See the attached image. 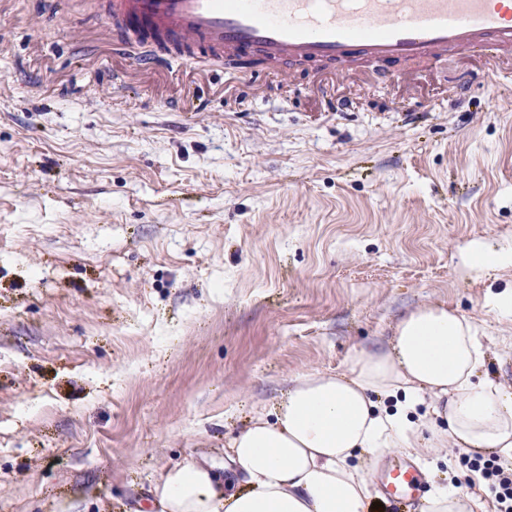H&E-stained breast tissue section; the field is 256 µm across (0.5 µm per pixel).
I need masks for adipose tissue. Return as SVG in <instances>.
I'll list each match as a JSON object with an SVG mask.
<instances>
[{
  "label": "adipose tissue",
  "mask_w": 512,
  "mask_h": 512,
  "mask_svg": "<svg viewBox=\"0 0 512 512\" xmlns=\"http://www.w3.org/2000/svg\"><path fill=\"white\" fill-rule=\"evenodd\" d=\"M488 348L463 315L428 305L388 349L354 350L342 372L296 377L271 412L224 445L226 477L190 463L155 487V512H366L357 460L393 450L497 453L512 469V385L487 373ZM427 512H488L469 486L436 487Z\"/></svg>",
  "instance_id": "ef3b65f1"
}]
</instances>
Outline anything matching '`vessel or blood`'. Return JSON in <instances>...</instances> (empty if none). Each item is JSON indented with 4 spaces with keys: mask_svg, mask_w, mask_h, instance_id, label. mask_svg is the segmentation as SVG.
Segmentation results:
<instances>
[{
    "mask_svg": "<svg viewBox=\"0 0 512 512\" xmlns=\"http://www.w3.org/2000/svg\"><path fill=\"white\" fill-rule=\"evenodd\" d=\"M144 36L236 60L441 59L483 47L512 49V0H117ZM394 512H420L424 476L393 460L378 474Z\"/></svg>",
    "mask_w": 512,
    "mask_h": 512,
    "instance_id": "1",
    "label": "vessel or blood"
}]
</instances>
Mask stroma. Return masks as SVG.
Segmentation results:
<instances>
[{"label":"stroma","instance_id":"35a3bbf8","mask_svg":"<svg viewBox=\"0 0 512 512\" xmlns=\"http://www.w3.org/2000/svg\"><path fill=\"white\" fill-rule=\"evenodd\" d=\"M109 0H0V512H148L177 462L424 305L470 318L512 384V79L480 53L377 66L224 61ZM350 102L325 109L322 88ZM435 485L476 457L410 456ZM467 257L469 264L478 271L512 268V247L508 246L492 249L478 244L469 251ZM484 306L502 317L512 316V289L490 292L485 297Z\"/></svg>","mask_w":512,"mask_h":512}]
</instances>
